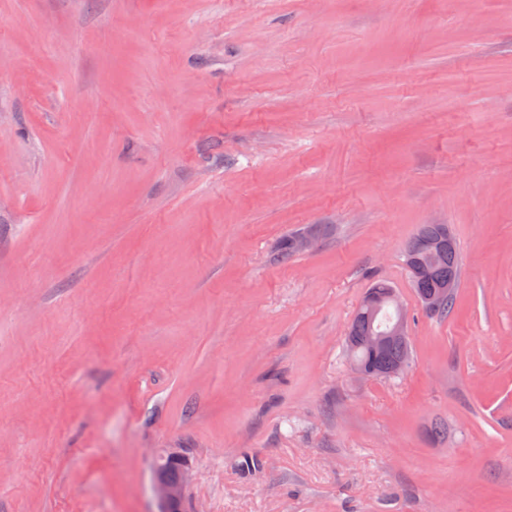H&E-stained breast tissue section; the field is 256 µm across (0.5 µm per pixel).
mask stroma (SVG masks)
Instances as JSON below:
<instances>
[{
    "instance_id": "stroma-1",
    "label": "stroma",
    "mask_w": 512,
    "mask_h": 512,
    "mask_svg": "<svg viewBox=\"0 0 512 512\" xmlns=\"http://www.w3.org/2000/svg\"><path fill=\"white\" fill-rule=\"evenodd\" d=\"M184 448L202 512H512V0H0V512H157ZM317 226L318 234L316 227L310 225L295 233L291 238L288 237V239L282 241L279 247V259L287 261L288 258L296 255V253H304L312 248L318 240V235L323 236L327 230L325 225L319 224ZM289 239L293 251L290 248ZM446 235L448 237L445 238ZM436 240L439 241L433 243V247L443 251L436 252L429 248V244ZM455 240L452 234L448 232V225L422 224L409 239L404 249L406 267H408L407 261L410 259L417 264L429 268L430 274L423 277H415L409 268L408 270L411 276L412 286L420 302L422 301L423 295L426 294L423 297L424 307L426 309H437L429 312L440 317L450 315L454 311L456 304V291L454 290L459 286L461 268L459 262V248L457 242L454 243ZM450 247L453 248L448 249ZM445 248L447 249L444 250ZM443 283L448 284L439 288ZM432 288L437 289L432 290ZM430 290L432 291L429 292ZM448 294H450V296L447 297L442 304L445 296ZM441 304L442 306L439 308ZM367 292H372L381 300V307L376 299L368 297L364 303L363 310L360 312L362 317L355 314L349 327V336L346 339L349 359L355 361L350 362L351 369L353 374L360 379L367 378L370 374V371L364 365L371 366L375 372L383 373L399 363L402 358L404 359L397 365V369L406 368L409 363V360L406 358H411V341L410 338L406 340V336H409L407 312L396 295L391 298V304L396 311V317L386 331L382 332L379 336H373L375 333L384 330L392 319L389 297L395 293V289L390 283L376 279L372 282ZM366 336L369 337L365 339V342L373 351H379L388 345L390 346L382 352H373L363 343V339ZM355 340L360 342L355 344Z\"/></svg>"
}]
</instances>
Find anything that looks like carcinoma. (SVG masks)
<instances>
[{"instance_id": "cac0c4a2", "label": "carcinoma", "mask_w": 512, "mask_h": 512, "mask_svg": "<svg viewBox=\"0 0 512 512\" xmlns=\"http://www.w3.org/2000/svg\"><path fill=\"white\" fill-rule=\"evenodd\" d=\"M446 235H448L446 224H422L406 244L404 259H410L430 270L427 276L411 277L412 286L419 298L450 279L460 281L459 248L455 246L441 252L429 248L431 242L443 239ZM369 291L381 300L380 310L372 320L358 315L354 317L346 339L347 353L349 359L368 365L378 373H383L399 363L401 359L411 356V341L392 344L384 351L377 353L362 343L365 337L385 329L392 319L389 297L395 293V289L390 283L376 279L369 287Z\"/></svg>"}]
</instances>
